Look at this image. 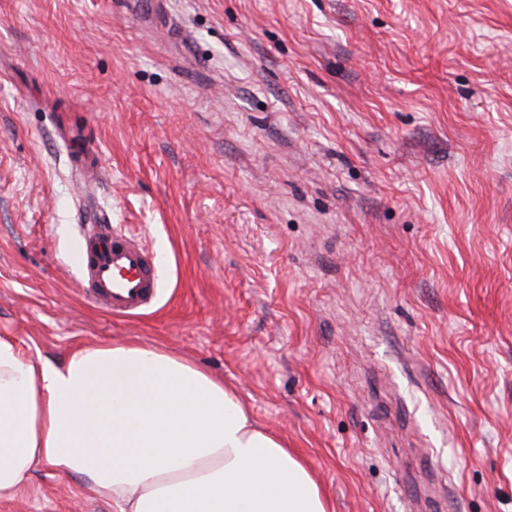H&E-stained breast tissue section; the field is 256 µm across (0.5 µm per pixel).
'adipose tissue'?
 Instances as JSON below:
<instances>
[{"mask_svg":"<svg viewBox=\"0 0 512 512\" xmlns=\"http://www.w3.org/2000/svg\"><path fill=\"white\" fill-rule=\"evenodd\" d=\"M44 466L118 512H332L234 387L151 345L80 346L56 363L0 337V497Z\"/></svg>","mask_w":512,"mask_h":512,"instance_id":"ef3b65f1","label":"adipose tissue"}]
</instances>
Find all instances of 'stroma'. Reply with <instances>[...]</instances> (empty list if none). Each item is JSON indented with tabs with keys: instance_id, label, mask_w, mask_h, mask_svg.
<instances>
[{
	"instance_id": "35a3bbf8",
	"label": "stroma",
	"mask_w": 512,
	"mask_h": 512,
	"mask_svg": "<svg viewBox=\"0 0 512 512\" xmlns=\"http://www.w3.org/2000/svg\"><path fill=\"white\" fill-rule=\"evenodd\" d=\"M92 212L151 309L81 293ZM0 336L190 358L335 512H512V0H0ZM0 512L115 506L44 467Z\"/></svg>"
}]
</instances>
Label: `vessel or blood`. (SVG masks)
Listing matches in <instances>:
<instances>
[{
	"label": "vessel or blood",
	"mask_w": 512,
	"mask_h": 512,
	"mask_svg": "<svg viewBox=\"0 0 512 512\" xmlns=\"http://www.w3.org/2000/svg\"><path fill=\"white\" fill-rule=\"evenodd\" d=\"M93 248L80 250L77 270L85 296L114 315L134 316L157 299L156 259L137 237L96 232Z\"/></svg>",
	"instance_id": "obj_1"
}]
</instances>
